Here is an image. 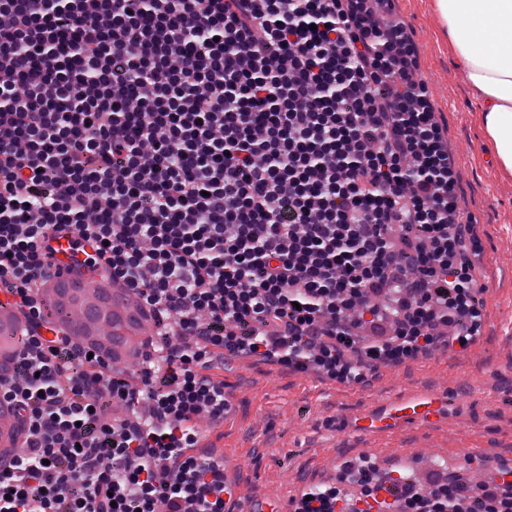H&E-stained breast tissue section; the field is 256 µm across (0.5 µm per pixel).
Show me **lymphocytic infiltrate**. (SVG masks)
<instances>
[{"label":"lymphocytic infiltrate","instance_id":"f902f5d3","mask_svg":"<svg viewBox=\"0 0 512 512\" xmlns=\"http://www.w3.org/2000/svg\"><path fill=\"white\" fill-rule=\"evenodd\" d=\"M393 0H0V512H225L213 363L246 352L363 380L481 317L471 225ZM95 253L149 322L130 380L111 349L46 319L51 242ZM393 318L358 347L356 326ZM365 485L400 512H512L481 493Z\"/></svg>","mask_w":512,"mask_h":512}]
</instances>
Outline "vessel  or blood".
I'll return each instance as SVG.
<instances>
[{"label":"vessel or blood","instance_id":"vessel-or-blood-1","mask_svg":"<svg viewBox=\"0 0 512 512\" xmlns=\"http://www.w3.org/2000/svg\"><path fill=\"white\" fill-rule=\"evenodd\" d=\"M51 259L53 270H66L76 256L69 236L58 237ZM448 419V393L444 390L412 389L396 396L378 399L351 412L345 428L357 435L384 441L410 425L437 427Z\"/></svg>","mask_w":512,"mask_h":512}]
</instances>
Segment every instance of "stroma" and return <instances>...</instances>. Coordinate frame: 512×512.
I'll return each instance as SVG.
<instances>
[{
	"label": "stroma",
	"mask_w": 512,
	"mask_h": 512,
	"mask_svg": "<svg viewBox=\"0 0 512 512\" xmlns=\"http://www.w3.org/2000/svg\"><path fill=\"white\" fill-rule=\"evenodd\" d=\"M433 2L396 0L395 10L410 28L420 76L453 155L461 210L476 221L481 247L472 260L485 286L479 330L467 347L379 366L364 384L257 358L225 367L224 386L235 411L204 438L246 471L245 495L293 498L330 485L343 462L374 456L366 440L343 430L340 419L371 400L418 387L453 391L448 422L414 426L389 440L385 467L402 469L414 481L418 467L430 462L464 479L463 451L473 446L483 449L474 465L512 463V174L500 172L493 161L465 65L452 51Z\"/></svg>",
	"instance_id": "stroma-1"
}]
</instances>
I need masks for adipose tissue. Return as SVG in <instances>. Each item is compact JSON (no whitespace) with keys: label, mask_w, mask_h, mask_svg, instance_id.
<instances>
[{"label":"adipose tissue","mask_w":512,"mask_h":512,"mask_svg":"<svg viewBox=\"0 0 512 512\" xmlns=\"http://www.w3.org/2000/svg\"><path fill=\"white\" fill-rule=\"evenodd\" d=\"M498 167L512 172V0H434Z\"/></svg>","instance_id":"obj_1"}]
</instances>
